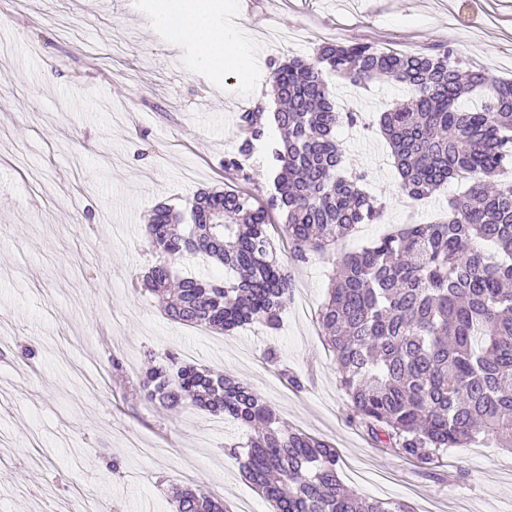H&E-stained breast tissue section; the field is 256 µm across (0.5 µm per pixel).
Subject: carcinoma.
<instances>
[{
    "label": "carcinoma",
    "instance_id": "carcinoma-1",
    "mask_svg": "<svg viewBox=\"0 0 512 512\" xmlns=\"http://www.w3.org/2000/svg\"><path fill=\"white\" fill-rule=\"evenodd\" d=\"M330 72L353 85L407 89L379 117L404 194L424 200L450 180L468 183L439 222L408 224L338 262L318 323L336 356L347 418L420 468L484 440L512 448V185L502 180L512 172V80L491 79L452 49L424 55L328 43L313 59L273 63L272 90L284 108L270 117L260 104L242 113L241 143L224 158L225 172L247 180L244 161L266 142L272 192L260 201L229 185L201 191L190 224L166 204L155 208L143 233L157 260L141 286L174 322L274 332L291 272L267 236L272 216L282 218L297 262L325 255L380 216L366 175L343 168L336 126L356 124L357 114L336 111ZM487 86L485 105L458 108ZM268 118L277 139L266 135ZM221 214L224 223H213ZM186 254L216 259L232 275L222 284L180 276L174 264ZM129 384L166 410L191 405L258 429L241 467L275 512H410L345 486L336 449L290 428L240 379L169 353L149 359ZM174 503L175 512H224L198 486L177 490Z\"/></svg>",
    "mask_w": 512,
    "mask_h": 512
}]
</instances>
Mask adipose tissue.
<instances>
[{
  "mask_svg": "<svg viewBox=\"0 0 512 512\" xmlns=\"http://www.w3.org/2000/svg\"><path fill=\"white\" fill-rule=\"evenodd\" d=\"M225 13L236 10L235 0H156V18L177 37L193 40L201 58L232 70L241 88H248L254 71V57L239 28H217L211 23L216 7Z\"/></svg>",
  "mask_w": 512,
  "mask_h": 512,
  "instance_id": "1",
  "label": "adipose tissue"
}]
</instances>
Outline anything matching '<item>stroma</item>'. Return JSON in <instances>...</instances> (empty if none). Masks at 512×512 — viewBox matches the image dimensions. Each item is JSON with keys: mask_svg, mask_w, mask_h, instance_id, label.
<instances>
[{"mask_svg": "<svg viewBox=\"0 0 512 512\" xmlns=\"http://www.w3.org/2000/svg\"><path fill=\"white\" fill-rule=\"evenodd\" d=\"M153 15L151 0H0V349L34 350L0 359V512H172L171 490L191 483L229 512H274L225 452L247 428L192 406L160 410L111 375V357L131 378L169 352L249 383L288 425L333 445L339 477L365 496L414 512H512V451L453 448L426 470L348 423L316 322L335 261L444 216L457 190L402 194L376 124L404 99L400 86L329 82L338 111L358 115L336 129L344 165L366 173L383 212L326 256L291 265L278 331L174 323L135 282L156 259L141 233L153 210L182 211L223 187L241 113L276 110L272 63L313 57L325 42L449 47L512 79V0H239L236 22L261 63L246 95L194 42L151 26Z\"/></svg>", "mask_w": 512, "mask_h": 512, "instance_id": "stroma-1", "label": "stroma"}]
</instances>
